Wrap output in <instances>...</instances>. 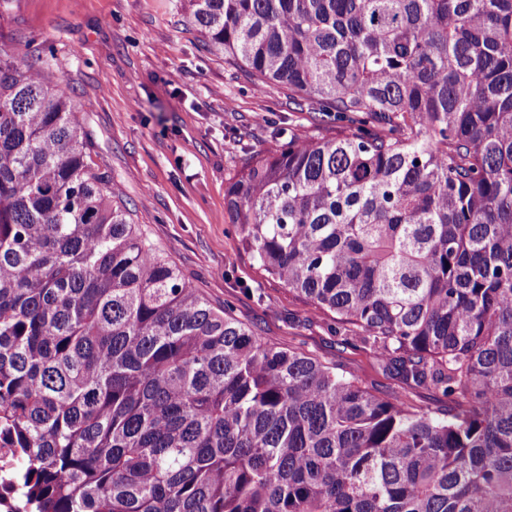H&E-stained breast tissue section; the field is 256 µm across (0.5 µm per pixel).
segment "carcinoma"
I'll return each mask as SVG.
<instances>
[{"label":"carcinoma","mask_w":512,"mask_h":512,"mask_svg":"<svg viewBox=\"0 0 512 512\" xmlns=\"http://www.w3.org/2000/svg\"><path fill=\"white\" fill-rule=\"evenodd\" d=\"M345 121L229 180L257 268L400 382L213 306L120 205L62 83L0 54V437L24 512H512V0H187ZM433 388L444 408L410 393Z\"/></svg>","instance_id":"1"}]
</instances>
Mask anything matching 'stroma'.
Returning <instances> with one entry per match:
<instances>
[{
  "mask_svg": "<svg viewBox=\"0 0 512 512\" xmlns=\"http://www.w3.org/2000/svg\"><path fill=\"white\" fill-rule=\"evenodd\" d=\"M50 47L52 79L84 105L91 159L109 172L146 241L214 305L267 341L340 365L373 393L397 382L366 351L342 347L280 281L253 266L224 209L250 155L336 127L257 91L248 70L211 51L186 0H10L0 50Z\"/></svg>",
  "mask_w": 512,
  "mask_h": 512,
  "instance_id": "stroma-1",
  "label": "stroma"
}]
</instances>
